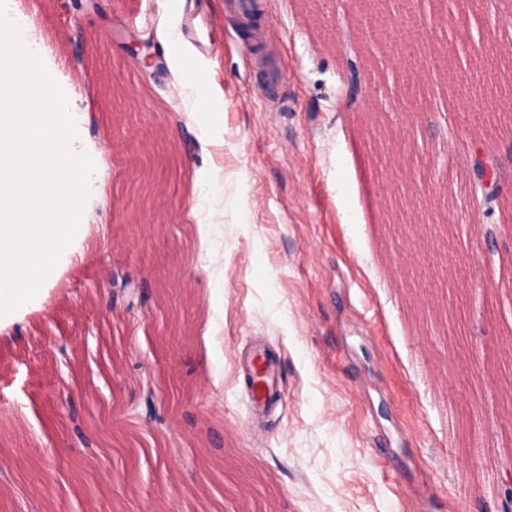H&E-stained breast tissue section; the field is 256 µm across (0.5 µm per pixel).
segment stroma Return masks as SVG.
I'll list each match as a JSON object with an SVG mask.
<instances>
[{
  "label": "stroma",
  "mask_w": 512,
  "mask_h": 512,
  "mask_svg": "<svg viewBox=\"0 0 512 512\" xmlns=\"http://www.w3.org/2000/svg\"><path fill=\"white\" fill-rule=\"evenodd\" d=\"M4 2L57 71L80 129L70 148L95 169L90 234L0 328V512H512L496 492L512 450L499 327H435L419 310L435 282L412 269L435 252L452 300L512 282V240L470 231L512 222V207L481 219L464 195L479 146L512 188V130L481 121V95L438 67L464 37L504 49L512 0H480L467 31L445 22L418 44L424 86L462 106L413 130L388 42L371 46L369 94L346 103L345 61L362 51L351 0H322L318 21L302 0H261L274 30L259 54L225 0H98L72 20L62 0ZM192 21L212 32L198 52L223 113L212 127L168 46ZM148 37L164 73L125 48ZM371 121L403 131L407 176L435 178L448 247L384 225ZM125 273L142 288L132 315L111 297ZM262 349L280 367L268 410L244 370ZM63 397L111 425L110 446L86 456Z\"/></svg>",
  "instance_id": "obj_1"
}]
</instances>
